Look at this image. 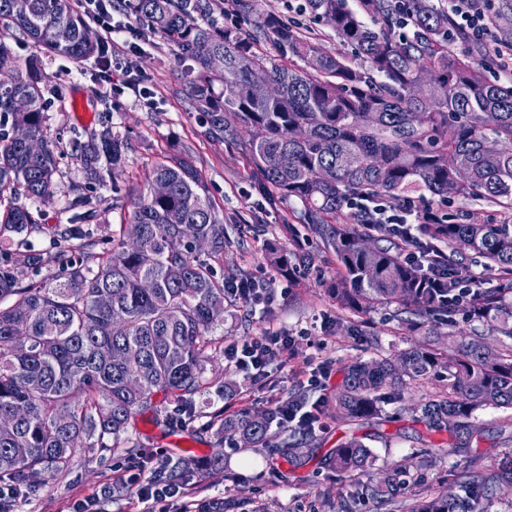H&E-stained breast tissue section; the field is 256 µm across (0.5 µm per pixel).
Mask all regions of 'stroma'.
<instances>
[{"label":"stroma","mask_w":512,"mask_h":512,"mask_svg":"<svg viewBox=\"0 0 512 512\" xmlns=\"http://www.w3.org/2000/svg\"><path fill=\"white\" fill-rule=\"evenodd\" d=\"M0 38L17 55L39 58L47 77V132L60 151L62 190L54 204L44 208L35 229L19 234V241L29 244L33 252H45L51 247V229L70 223L73 212L67 206L68 190L85 182L83 166L70 147L74 131L107 126L132 143L129 160L117 176L125 189L141 184L151 166L170 149H185L224 222L229 239L224 250L225 275L270 280L277 293L262 316H253L241 306L225 317V340L251 337L268 327L288 330L294 338L291 357L274 363L260 386L248 385L234 366L218 361L213 379L232 381L234 389L221 400L197 399L189 420H177L180 404L174 397L158 395L161 415L138 417L139 446L133 453L102 457L77 449L71 469L35 486L19 512H70L76 499L96 493L111 481L115 470L151 457L160 461L178 455L193 457L198 463L186 476L197 501L236 499L238 512H341L353 480L336 472L329 457L347 436L362 437L371 449L376 459L371 478L386 476L393 463H405L406 479L420 495L447 490L448 478L462 460H476L482 470L512 450V432L503 428L505 422H512V410L477 411L473 419L476 433L463 447L451 434L428 431L414 418L409 407L420 392L411 389L405 391L401 404L388 406L385 418L351 423L326 420L312 441L288 456L283 455L278 438L258 454L218 444L214 432L219 417L266 409L297 392L306 393L308 403H315L335 392L347 363L396 355L418 342V334L402 324L391 306L372 313L370 335L335 331V323L347 322L349 315L337 308L328 291L336 278L334 256L298 223L295 204L282 202L272 207L264 202L251 165L234 148L200 137L196 114L184 92L185 68L173 46L157 36L141 41L134 64L143 86L151 91L150 100L145 101L128 90L107 93V83L92 60L79 62L40 53L16 29L1 31ZM78 96L86 99L90 117L74 112L73 100ZM296 240L314 262L294 269L287 279L279 276L269 255L275 249H291ZM321 361L329 362L332 372L324 386L315 387L309 379ZM219 451L224 454L223 472L206 474L201 463Z\"/></svg>","instance_id":"1"}]
</instances>
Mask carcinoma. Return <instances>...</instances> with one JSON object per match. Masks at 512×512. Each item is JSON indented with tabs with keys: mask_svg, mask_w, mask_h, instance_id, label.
I'll return each mask as SVG.
<instances>
[{
	"mask_svg": "<svg viewBox=\"0 0 512 512\" xmlns=\"http://www.w3.org/2000/svg\"><path fill=\"white\" fill-rule=\"evenodd\" d=\"M408 26L398 27L395 0H301L300 10L326 26L350 54L323 50L316 39L267 14L251 29L209 20L211 0H121L150 34L189 63L185 91L200 136L248 159L269 204L296 202L299 223L336 257V306L352 313L351 336L382 306H396L402 323L429 340L394 358L357 359L339 388L318 402L338 421L372 420L403 391L437 377L438 394L409 410L434 432L469 433L481 409H512V80L487 75L495 64L485 47L448 42L451 10L434 0H404ZM495 40L512 44V0L488 12ZM16 27L41 50L82 60L100 50L73 0H0V26ZM265 40L288 65L260 55ZM224 58V70L213 68ZM46 76L0 41V237L37 224L26 199L41 206L61 191L58 151L44 124ZM43 143L32 154L25 140ZM72 151L83 159L87 186L72 188L71 223L59 232L67 246L33 256L17 249L0 261V481L30 487L68 471L77 445L103 453L131 452L136 416L159 417L155 396L170 394L189 411L195 399L224 397L227 383L206 376L224 356L212 312L235 302L224 279V222L186 154L156 162L142 188L127 193L131 223L95 237L96 187L115 180L131 145L105 127ZM335 171L332 181L323 177ZM164 183V194L153 185ZM420 201L435 219L418 217L405 243L355 199ZM488 201L497 217L472 208L447 210L448 199ZM100 245L89 265L86 250ZM444 246L446 278L439 296L417 288L419 268L405 248ZM306 258L272 257L283 272ZM476 263L489 283L458 304V286ZM58 272L38 277L44 267ZM490 326L450 356L430 337L459 311ZM278 412L221 419L217 438L263 448L276 434ZM189 459L168 457L152 479L176 483ZM375 458L358 437L340 443L336 471L372 469ZM370 481L350 498L399 503L406 512H479L476 504L512 483V453L478 475L453 483L465 495L423 499L403 479Z\"/></svg>",
	"mask_w": 512,
	"mask_h": 512,
	"instance_id": "1",
	"label": "carcinoma"
}]
</instances>
